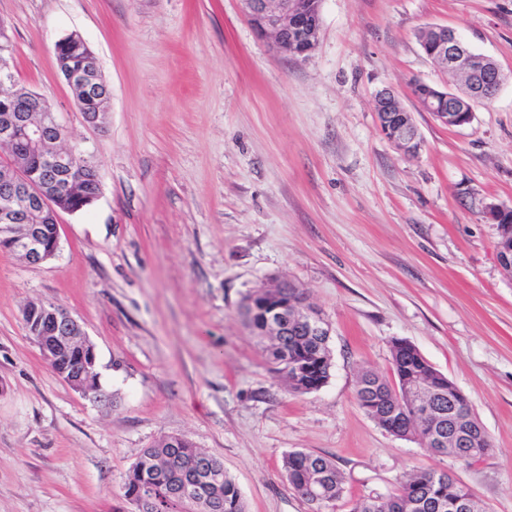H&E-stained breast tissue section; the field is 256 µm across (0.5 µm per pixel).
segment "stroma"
<instances>
[{
	"mask_svg": "<svg viewBox=\"0 0 512 512\" xmlns=\"http://www.w3.org/2000/svg\"><path fill=\"white\" fill-rule=\"evenodd\" d=\"M306 56L274 53L240 0H0L18 86L42 94L99 166L101 195L58 216L31 265L0 251V512H132L144 448L184 435L222 458L248 512H309L283 456L333 458L338 512L445 470L512 512V275L484 208L512 207V78L449 127L412 93L456 91L417 32L443 25L512 75V0H323ZM79 34L112 90L84 124L60 73ZM393 87L423 140L405 156L375 96ZM295 282L332 332L326 385L288 393L244 326V297ZM66 308L113 404L92 405L42 357L27 303ZM405 339L469 399L494 443L467 467L387 433L357 376Z\"/></svg>",
	"mask_w": 512,
	"mask_h": 512,
	"instance_id": "stroma-1",
	"label": "stroma"
}]
</instances>
